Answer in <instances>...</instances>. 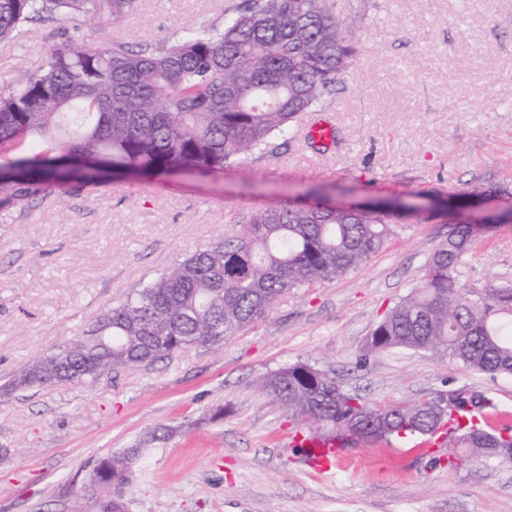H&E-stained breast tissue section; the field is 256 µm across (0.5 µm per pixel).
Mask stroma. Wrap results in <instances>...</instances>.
I'll list each match as a JSON object with an SVG mask.
<instances>
[{"label": "stroma", "mask_w": 512, "mask_h": 512, "mask_svg": "<svg viewBox=\"0 0 512 512\" xmlns=\"http://www.w3.org/2000/svg\"><path fill=\"white\" fill-rule=\"evenodd\" d=\"M238 2L140 0L122 26L93 34L61 20L26 24L0 40V87L63 39L169 42L222 25ZM335 15L357 54L316 109L334 127L326 148L299 127L220 175L111 174L91 190L53 188L0 223V383L257 209L318 191L420 203L422 214L393 225L364 267L286 294L223 348L0 399V512H86L96 462L138 445L130 512H512V461L451 468L445 449L413 454L407 438L350 447L326 475L304 469L287 446L302 422L263 387L306 363L371 405L474 390L493 402V426H512V374L365 350L447 238L452 199L512 187V0H335ZM460 280L512 283V223L476 232Z\"/></svg>", "instance_id": "obj_1"}]
</instances>
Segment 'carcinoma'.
Instances as JSON below:
<instances>
[{"mask_svg":"<svg viewBox=\"0 0 512 512\" xmlns=\"http://www.w3.org/2000/svg\"><path fill=\"white\" fill-rule=\"evenodd\" d=\"M137 0H0V38L31 20L99 30L124 21ZM357 42L333 0H241L221 29L136 49L55 45L38 72L19 71L0 93V218L22 215L54 186L96 185L104 169L166 176L222 173L286 136L336 91ZM410 204L333 209L286 202L259 209L238 232L170 266L85 334L36 357L0 385V397L67 382L95 384L196 347L220 348L297 288L343 277L384 246ZM475 229L456 226L434 251L423 279L376 325L366 352L423 350L486 373L512 372V284L464 287L459 267ZM288 412L342 440L352 431L384 437L448 429V466L470 456L499 459L512 436L452 418L493 408L480 393L372 407L304 363L266 377ZM140 448L101 458L89 477L98 512H128Z\"/></svg>","mask_w":512,"mask_h":512,"instance_id":"carcinoma-1","label":"carcinoma"}]
</instances>
